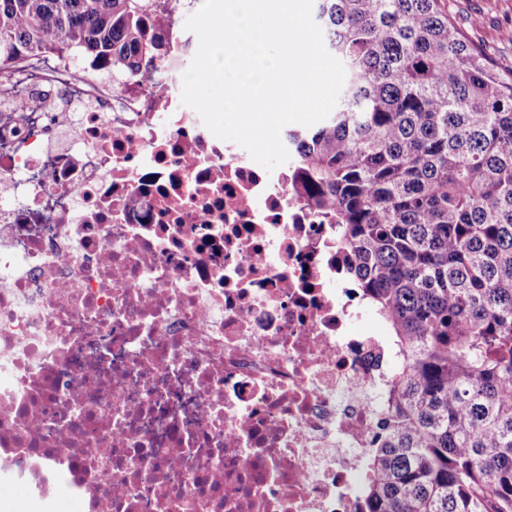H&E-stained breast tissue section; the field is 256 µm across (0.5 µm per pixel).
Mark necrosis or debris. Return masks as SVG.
Returning a JSON list of instances; mask_svg holds the SVG:
<instances>
[{"mask_svg": "<svg viewBox=\"0 0 512 512\" xmlns=\"http://www.w3.org/2000/svg\"><path fill=\"white\" fill-rule=\"evenodd\" d=\"M199 0L132 67L0 85V481L35 512H359L388 374L336 227L183 105Z\"/></svg>", "mask_w": 512, "mask_h": 512, "instance_id": "4bbe7bcc", "label": "necrosis or debris"}]
</instances>
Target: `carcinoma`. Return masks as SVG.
I'll use <instances>...</instances> for the list:
<instances>
[{
    "label": "carcinoma",
    "instance_id": "obj_1",
    "mask_svg": "<svg viewBox=\"0 0 512 512\" xmlns=\"http://www.w3.org/2000/svg\"><path fill=\"white\" fill-rule=\"evenodd\" d=\"M146 2L0 0V73L75 50L118 66ZM313 9L346 80L286 133L295 178L397 358L362 512H512V68L447 0Z\"/></svg>",
    "mask_w": 512,
    "mask_h": 512
}]
</instances>
